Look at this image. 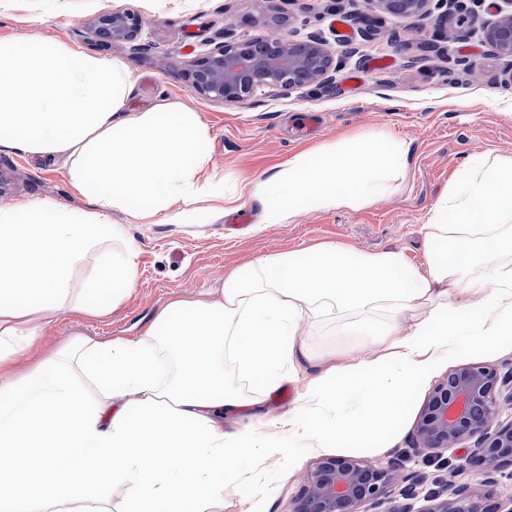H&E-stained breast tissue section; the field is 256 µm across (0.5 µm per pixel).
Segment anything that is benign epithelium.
<instances>
[{"instance_id":"benign-epithelium-1","label":"benign epithelium","mask_w":512,"mask_h":512,"mask_svg":"<svg viewBox=\"0 0 512 512\" xmlns=\"http://www.w3.org/2000/svg\"><path fill=\"white\" fill-rule=\"evenodd\" d=\"M268 9L249 21L260 33L248 39L224 41L199 56L185 70L189 86L201 96L225 104L253 99L264 88L294 89L335 82L341 62L327 43L310 36L292 39L282 33L287 16L276 11V0H263ZM460 0H370L385 16L426 17L433 10L451 16L457 26L468 24L469 13ZM144 27L142 17L130 11H104L89 23L103 44L136 41ZM484 38L493 52L512 64V0H499L494 19L484 26ZM512 404V373L490 364L456 367L429 394L413 430L414 453L436 459L469 439V462L478 467L487 485L504 467H512V422L501 420V405ZM404 464L386 467L356 458L318 459L301 479L291 512H364L368 502L390 496L394 488L404 503L391 512H412L419 481L403 474ZM425 512H512V496L502 501L478 496L466 483L448 486L446 498Z\"/></svg>"}]
</instances>
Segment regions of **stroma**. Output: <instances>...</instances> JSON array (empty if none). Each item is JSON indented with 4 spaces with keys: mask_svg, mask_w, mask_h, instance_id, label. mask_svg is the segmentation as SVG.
<instances>
[{
    "mask_svg": "<svg viewBox=\"0 0 512 512\" xmlns=\"http://www.w3.org/2000/svg\"><path fill=\"white\" fill-rule=\"evenodd\" d=\"M279 6L290 15L296 38L319 37L347 62L334 86L266 88L252 101L232 105L195 93L180 69L225 36L255 35L246 19L260 11L259 0H0V41L22 44L54 37L91 56L121 59L136 78L134 108L149 109L166 97L200 113L212 131L209 170L225 191L272 171L311 145L337 141L346 133L385 129L410 147L400 190L357 210L309 213L291 224L258 223L259 206L247 198L207 224H131L124 213L113 212V223L126 225L137 250L130 292L104 318L77 320L60 314L42 345L20 354L22 366L33 365L72 340L138 336L172 299H219L233 269L279 252L341 243L357 252L399 251L424 262L421 226L449 180L471 158L512 155V88L503 84L508 66L485 43L480 27L449 35L439 54L429 49L433 20L383 16L368 0H279ZM113 9L145 18L138 40L108 46L92 35L90 20ZM230 15L239 19L231 28L225 25ZM366 25L376 31L373 40L343 43V35ZM393 39L403 43L401 52L390 50ZM469 67L481 72L480 80H468ZM353 72L364 73L365 79L349 93L346 78ZM307 112L321 114L323 122L317 133L303 136L297 124ZM0 174L9 180L7 192L0 195V209L36 199H51L76 212L89 207L72 192L62 161L0 146ZM307 332L312 349L324 355L358 342L339 321L311 324ZM468 363H489L510 372L512 345L493 350L466 347L438 367L415 389L403 421L388 429L391 449L375 442L327 450L299 446L294 466L253 462L259 483H232L224 494V512H290L305 471L329 454L362 457L382 466L404 457L407 470L421 480L413 508L426 512L430 495L444 493L449 478L437 461L426 462L414 454L409 436L435 384L449 370Z\"/></svg>",
    "mask_w": 512,
    "mask_h": 512,
    "instance_id": "1",
    "label": "stroma"
}]
</instances>
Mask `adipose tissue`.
<instances>
[{"label": "adipose tissue", "mask_w": 512, "mask_h": 512, "mask_svg": "<svg viewBox=\"0 0 512 512\" xmlns=\"http://www.w3.org/2000/svg\"><path fill=\"white\" fill-rule=\"evenodd\" d=\"M133 77L51 38L0 43V146L60 157L89 210L24 200L0 210V512H110L94 488L119 487L123 512H222L226 478L254 455L290 460L292 444L380 441L417 384L461 344L512 339V155L474 158L422 227L428 257L358 253L321 243L251 261L219 300H172L134 339L90 338L28 372L32 349L60 312L102 317L129 292L137 252L113 212L136 224H205L241 197L263 224L358 209L399 190L409 148L386 132L314 145L225 192L208 172L211 129L180 103L130 105ZM182 209H172L173 201ZM121 251H111L112 243ZM92 251L85 287L71 285ZM338 319L365 336L336 358L312 354L305 325ZM233 362L263 389L243 393ZM80 369L100 391L90 403ZM298 383L308 426L265 411L269 392ZM121 406H114V399ZM244 414L224 429L219 416Z\"/></svg>", "instance_id": "1"}]
</instances>
